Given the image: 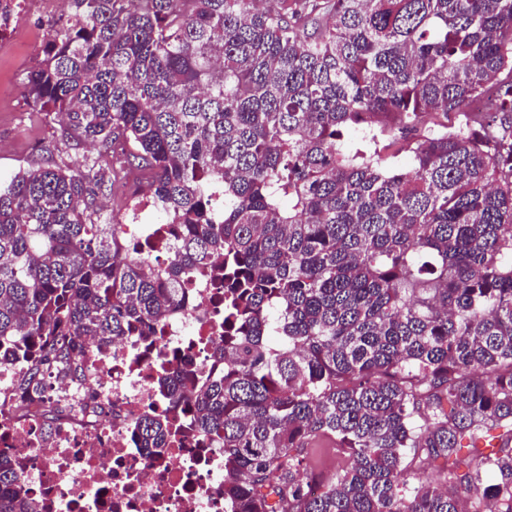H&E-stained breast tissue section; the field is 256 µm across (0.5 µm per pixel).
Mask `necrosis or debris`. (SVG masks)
<instances>
[{
    "instance_id": "4bbe7bcc",
    "label": "necrosis or debris",
    "mask_w": 512,
    "mask_h": 512,
    "mask_svg": "<svg viewBox=\"0 0 512 512\" xmlns=\"http://www.w3.org/2000/svg\"><path fill=\"white\" fill-rule=\"evenodd\" d=\"M142 198L127 218L133 249L166 261L171 239ZM184 307L151 338L123 336L107 347L87 341L81 378H49L46 395L66 416L47 422L41 404L13 407L12 384L22 360L0 353V454L22 473L38 512H224V451L198 438L190 415L178 412L160 381L179 360L210 361L224 336V291L211 281L184 282ZM162 415L176 431L162 448L143 447L136 425Z\"/></svg>"
}]
</instances>
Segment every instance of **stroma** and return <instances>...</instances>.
Returning a JSON list of instances; mask_svg holds the SVG:
<instances>
[{"mask_svg": "<svg viewBox=\"0 0 512 512\" xmlns=\"http://www.w3.org/2000/svg\"><path fill=\"white\" fill-rule=\"evenodd\" d=\"M64 15L40 17L21 10L13 30L0 35V84L8 93L0 97V175L9 176L48 160L72 162L92 155L87 145H59L54 155H46L44 145L58 138V118L33 111L26 96L25 78L42 57L47 31L64 22Z\"/></svg>", "mask_w": 512, "mask_h": 512, "instance_id": "stroma-1", "label": "stroma"}]
</instances>
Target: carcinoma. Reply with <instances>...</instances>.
<instances>
[{"mask_svg": "<svg viewBox=\"0 0 512 512\" xmlns=\"http://www.w3.org/2000/svg\"><path fill=\"white\" fill-rule=\"evenodd\" d=\"M68 4L25 85L98 155L0 178L15 407L209 278L224 367L163 388L224 449L228 512H512V0ZM376 118L408 166L347 149ZM108 154L152 174L167 264L103 210ZM325 439L351 463L311 494ZM0 512H37L1 455Z\"/></svg>", "mask_w": 512, "mask_h": 512, "instance_id": "obj_1", "label": "carcinoma"}]
</instances>
